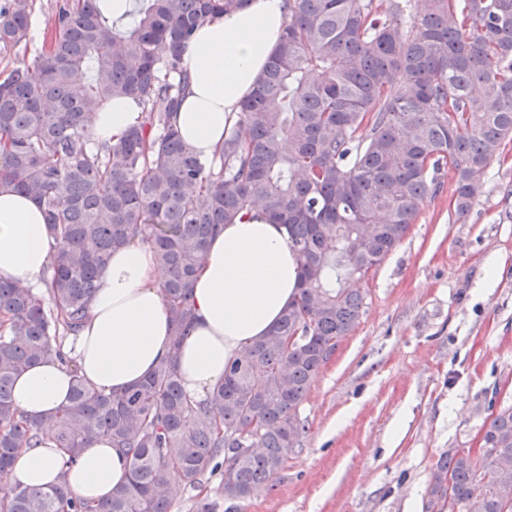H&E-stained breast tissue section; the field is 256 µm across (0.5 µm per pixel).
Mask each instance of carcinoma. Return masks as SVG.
<instances>
[{
  "label": "carcinoma",
  "mask_w": 512,
  "mask_h": 512,
  "mask_svg": "<svg viewBox=\"0 0 512 512\" xmlns=\"http://www.w3.org/2000/svg\"><path fill=\"white\" fill-rule=\"evenodd\" d=\"M115 17L99 0H57L54 36L0 74V185L43 209L57 253L45 291L0 278V479L15 454L52 440L69 460L107 439L127 482L93 505L64 488L8 485L0 512H171L221 472L224 512L273 488L305 423L299 408L364 297L347 287L376 270L445 178L465 219L502 144L512 140V0H288L289 20L263 77L224 138L219 162L197 156L171 123L188 87L194 29L247 0H137ZM31 0H0V54L30 39ZM130 97L141 120L112 143L89 119ZM285 227L298 295L252 355L195 400L175 356L115 395L65 357L112 252L149 246L178 349L194 320L190 290L208 239L244 212ZM59 359L69 403L41 419L14 405L16 379ZM249 433V450L240 437ZM487 450L452 448L436 466L426 512H512L497 476L512 469V406L486 421Z\"/></svg>",
  "instance_id": "cac0c4a2"
}]
</instances>
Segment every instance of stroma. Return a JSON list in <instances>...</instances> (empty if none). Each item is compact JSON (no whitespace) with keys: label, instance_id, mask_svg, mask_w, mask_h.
<instances>
[{"label":"stroma","instance_id":"stroma-1","mask_svg":"<svg viewBox=\"0 0 512 512\" xmlns=\"http://www.w3.org/2000/svg\"><path fill=\"white\" fill-rule=\"evenodd\" d=\"M54 4L33 0V39L0 72L50 40ZM359 286L364 313L301 404L299 447L240 512H426L440 456L512 405V142L466 220L444 186Z\"/></svg>","mask_w":512,"mask_h":512}]
</instances>
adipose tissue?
Returning a JSON list of instances; mask_svg holds the SVG:
<instances>
[{
  "instance_id": "adipose-tissue-1",
  "label": "adipose tissue",
  "mask_w": 512,
  "mask_h": 512,
  "mask_svg": "<svg viewBox=\"0 0 512 512\" xmlns=\"http://www.w3.org/2000/svg\"><path fill=\"white\" fill-rule=\"evenodd\" d=\"M287 21V0H249L194 32L184 58L190 85L174 122L201 159L218 158L225 133ZM139 118L135 101L119 98L91 116L90 128L97 142L108 143ZM55 253L42 208L28 196L1 188L0 277L43 292ZM298 267L285 228L264 214L252 212L225 225L207 244L191 288L196 322L175 352L161 293L164 275L153 251L138 243L121 247L102 272L73 342L77 371L56 359L31 367L15 382L14 404L28 417L44 418L67 405L74 376L96 389L119 393L142 381L172 352L186 393L205 398L223 379L225 366L267 335L293 303ZM63 470L70 493L95 504L105 503L113 487L127 479L126 459L109 442H93L71 462L46 440L18 452L10 480L24 487L47 486Z\"/></svg>"
}]
</instances>
